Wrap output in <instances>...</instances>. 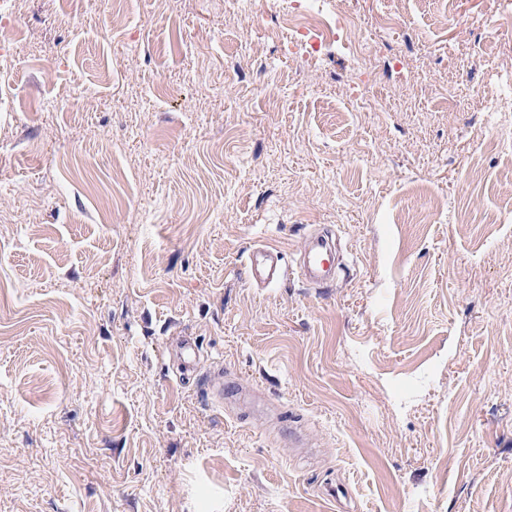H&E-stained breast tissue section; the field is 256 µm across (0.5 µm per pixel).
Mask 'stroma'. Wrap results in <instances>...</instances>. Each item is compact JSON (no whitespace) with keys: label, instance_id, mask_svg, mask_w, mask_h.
I'll return each instance as SVG.
<instances>
[{"label":"stroma","instance_id":"stroma-1","mask_svg":"<svg viewBox=\"0 0 512 512\" xmlns=\"http://www.w3.org/2000/svg\"><path fill=\"white\" fill-rule=\"evenodd\" d=\"M333 2L0 0V512H512V0ZM284 11L286 21L295 29L297 33L309 32L313 36V42L310 47L316 52L329 47L336 42L338 37V29L336 23L328 19L329 16L324 9L319 7L311 11L302 12L298 8L288 4V0H284ZM297 253L296 270L306 283L318 287L331 280L336 265L328 240L320 236H308ZM282 275L284 272L279 251L270 246L253 249L248 263V278L253 283H271Z\"/></svg>","mask_w":512,"mask_h":512}]
</instances>
